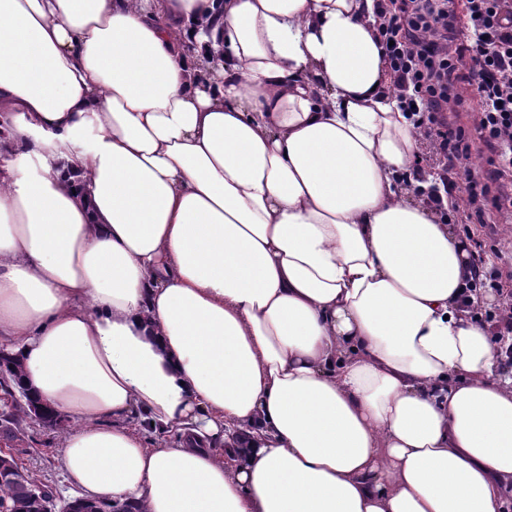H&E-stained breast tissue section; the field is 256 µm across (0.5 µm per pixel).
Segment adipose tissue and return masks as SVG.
<instances>
[{"label": "adipose tissue", "mask_w": 512, "mask_h": 512, "mask_svg": "<svg viewBox=\"0 0 512 512\" xmlns=\"http://www.w3.org/2000/svg\"><path fill=\"white\" fill-rule=\"evenodd\" d=\"M387 83L372 0H0V349L81 497L512 506V377Z\"/></svg>", "instance_id": "1"}]
</instances>
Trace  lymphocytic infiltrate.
<instances>
[{
    "instance_id": "lymphocytic-infiltrate-1",
    "label": "lymphocytic infiltrate",
    "mask_w": 512,
    "mask_h": 512,
    "mask_svg": "<svg viewBox=\"0 0 512 512\" xmlns=\"http://www.w3.org/2000/svg\"><path fill=\"white\" fill-rule=\"evenodd\" d=\"M374 14L389 90L439 166L444 192L431 203L453 194L454 171L465 180L455 222L482 220L490 207L512 216V0H374ZM468 88L479 104L470 129L449 118ZM474 135L491 152L482 166Z\"/></svg>"
}]
</instances>
